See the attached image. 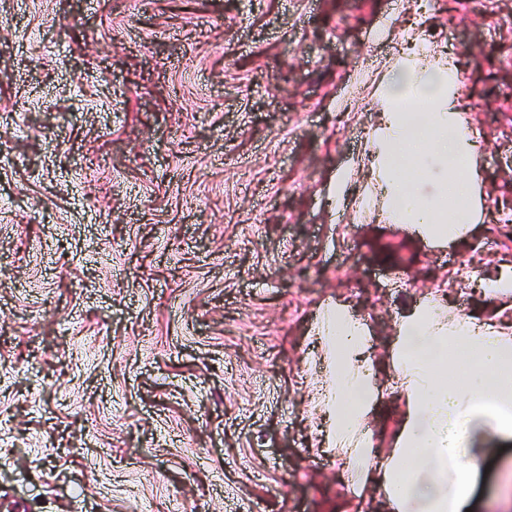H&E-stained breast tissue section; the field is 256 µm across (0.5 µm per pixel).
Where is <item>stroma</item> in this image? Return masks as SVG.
<instances>
[{"mask_svg":"<svg viewBox=\"0 0 512 512\" xmlns=\"http://www.w3.org/2000/svg\"><path fill=\"white\" fill-rule=\"evenodd\" d=\"M452 55L482 212L434 242L364 204L412 47ZM0 512H373L322 445L342 306L406 409L396 322L512 317V0H0ZM512 442L481 458L490 512Z\"/></svg>","mask_w":512,"mask_h":512,"instance_id":"1","label":"stroma"}]
</instances>
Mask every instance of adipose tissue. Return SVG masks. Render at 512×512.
Segmentation results:
<instances>
[{
	"mask_svg": "<svg viewBox=\"0 0 512 512\" xmlns=\"http://www.w3.org/2000/svg\"><path fill=\"white\" fill-rule=\"evenodd\" d=\"M455 72L444 56L392 66L384 121L371 138L376 190L399 219L435 240L464 237L478 206L472 166L480 143L448 81ZM429 162L460 171L444 186L463 208L409 187L402 167ZM319 331L333 371L323 392L324 445L346 452L350 479L376 480L393 512H468L484 451L512 439V322L446 319L430 303L399 320L394 369L407 413L394 453L379 463L359 431L375 378L367 332L340 307L325 310Z\"/></svg>",
	"mask_w": 512,
	"mask_h": 512,
	"instance_id": "adipose-tissue-1",
	"label": "adipose tissue"
}]
</instances>
